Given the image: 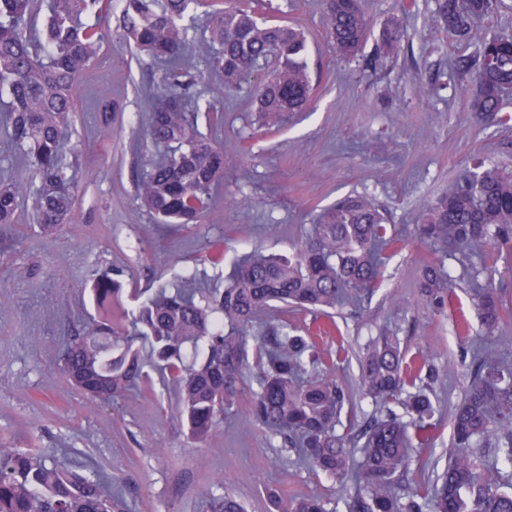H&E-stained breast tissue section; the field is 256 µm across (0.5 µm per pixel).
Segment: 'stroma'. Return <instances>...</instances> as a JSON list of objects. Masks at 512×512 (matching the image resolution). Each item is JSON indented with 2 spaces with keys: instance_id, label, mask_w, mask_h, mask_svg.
<instances>
[{
  "instance_id": "stroma-1",
  "label": "stroma",
  "mask_w": 512,
  "mask_h": 512,
  "mask_svg": "<svg viewBox=\"0 0 512 512\" xmlns=\"http://www.w3.org/2000/svg\"><path fill=\"white\" fill-rule=\"evenodd\" d=\"M361 5L370 35L356 57L345 59L326 37L321 0H268L261 19H285L308 34L314 95L281 128L266 130L257 122L252 84L228 88L204 79L213 132L224 145V181L202 222L178 230L155 224L135 197L142 162L153 151L143 132L145 92L161 73L118 36L106 41L81 81L68 144L79 177L73 223L40 232L29 201H20L11 229L18 241L0 252V444L55 453L70 467L93 461L124 488L129 512H209L208 498L227 493L247 512H269L271 489L286 500L346 497L334 480L297 464L295 450L244 411L225 415L197 445L177 415L173 385L160 376L101 403L71 386L60 354L94 311L88 289L101 271L140 293L191 274L213 284L238 250L290 253L321 209L352 193L371 197L406 245L389 260L385 285L367 307L333 313L347 348L335 371L350 396L344 425L359 427L373 411L358 386V359L371 337L390 329L407 355L423 351L434 365H450L434 390L444 411L460 402L472 381L480 316L466 271L453 260L445 310L413 306L421 268L435 256L414 233L417 208L475 160L512 173V129L471 112L476 84L454 63L475 47L433 25L437 0H417L409 14L401 0ZM391 23L406 30L407 40L383 59L375 48ZM102 86L111 88L117 112H99ZM420 86L428 96L417 95ZM19 266L28 267L26 277L16 276ZM49 300L56 305L50 317L42 312ZM449 434L442 426L432 449L413 454L407 482L427 483L443 471Z\"/></svg>"
}]
</instances>
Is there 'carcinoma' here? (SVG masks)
<instances>
[{"label": "carcinoma", "mask_w": 512, "mask_h": 512, "mask_svg": "<svg viewBox=\"0 0 512 512\" xmlns=\"http://www.w3.org/2000/svg\"><path fill=\"white\" fill-rule=\"evenodd\" d=\"M198 0H0V94L12 149L30 180L0 169V229L15 223L19 198L31 200L33 223L50 232L73 218L78 171L61 138L73 124L79 79L103 47L100 23L115 19L121 38L163 71L150 92L146 135L167 157L144 160L137 182L140 207L159 224H195L224 177V145L201 129L211 106L201 107L198 77L207 73L240 87L255 66L273 59L253 92L263 125H278L310 102L312 85L304 34L283 20L267 24L255 10L229 4L213 10L199 43L185 23ZM322 23L336 52H359L370 30L360 0H324ZM497 0H441L435 25L477 47L473 74L478 93L470 102L480 118L508 125L503 91L512 89V39L485 37L474 26ZM406 32L383 28L378 53L396 54ZM416 236L453 260L483 258L493 246L512 259V175L480 163L447 191L418 207ZM403 239L363 194H350L322 210L309 233L286 256L254 249L239 256L222 288H189L164 282L132 309L122 301V281L110 273L92 284L96 316L61 355L69 381L92 400L107 402L136 388L153 370L176 386L178 414L191 440L202 443L238 409L249 377L248 416L300 461L350 485L346 512H512V360L489 346L474 352L476 378L450 415L448 465L436 479L401 491L411 452L431 444L440 426L433 386L444 370L406 361L398 340L383 334L360 358L359 383L375 405L355 435L339 433L345 395L310 336L275 319L279 305L315 314L336 305L371 300L384 281L389 256ZM450 275L440 261L422 268L416 303L437 310L448 302ZM482 336L504 341L512 313L506 291L487 270L472 283ZM265 319L256 349L250 330ZM274 512H339L317 496ZM0 512H126L123 488L98 471L90 477L31 450L0 445ZM213 512H246L236 498L214 501Z\"/></svg>", "instance_id": "carcinoma-1"}]
</instances>
